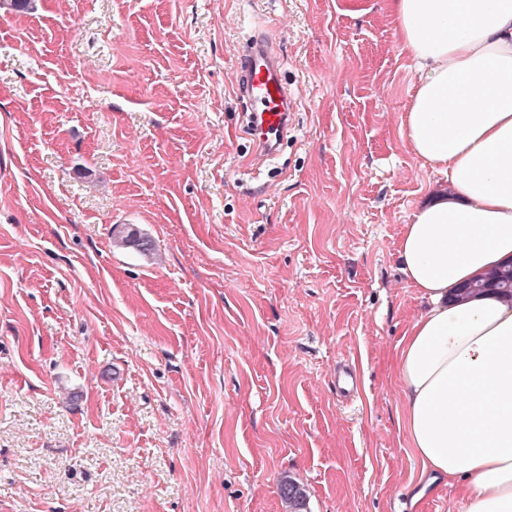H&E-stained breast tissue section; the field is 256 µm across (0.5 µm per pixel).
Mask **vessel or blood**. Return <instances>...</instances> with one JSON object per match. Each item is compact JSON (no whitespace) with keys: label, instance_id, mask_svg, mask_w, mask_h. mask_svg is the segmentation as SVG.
<instances>
[{"label":"vessel or blood","instance_id":"obj_1","mask_svg":"<svg viewBox=\"0 0 512 512\" xmlns=\"http://www.w3.org/2000/svg\"><path fill=\"white\" fill-rule=\"evenodd\" d=\"M239 92L251 108L249 134L259 158H272L292 125L295 98L282 79V61L271 43L253 38L239 62Z\"/></svg>","mask_w":512,"mask_h":512}]
</instances>
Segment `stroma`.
<instances>
[{"instance_id":"stroma-1","label":"stroma","mask_w":512,"mask_h":512,"mask_svg":"<svg viewBox=\"0 0 512 512\" xmlns=\"http://www.w3.org/2000/svg\"><path fill=\"white\" fill-rule=\"evenodd\" d=\"M386 2L0 7V512H286L287 474L308 512H465L399 423V237L447 182L401 135ZM258 34L297 111L264 163ZM281 499L287 504L289 512H306L308 491L306 486L291 476H283L279 484Z\"/></svg>"}]
</instances>
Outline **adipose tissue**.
I'll return each instance as SVG.
<instances>
[{"mask_svg":"<svg viewBox=\"0 0 512 512\" xmlns=\"http://www.w3.org/2000/svg\"><path fill=\"white\" fill-rule=\"evenodd\" d=\"M416 64L400 130L448 188L418 208L398 247L427 307L398 345L407 444L465 512H512V299L459 300L464 282L512 259V0H387Z\"/></svg>","mask_w":512,"mask_h":512,"instance_id":"obj_1","label":"adipose tissue"}]
</instances>
